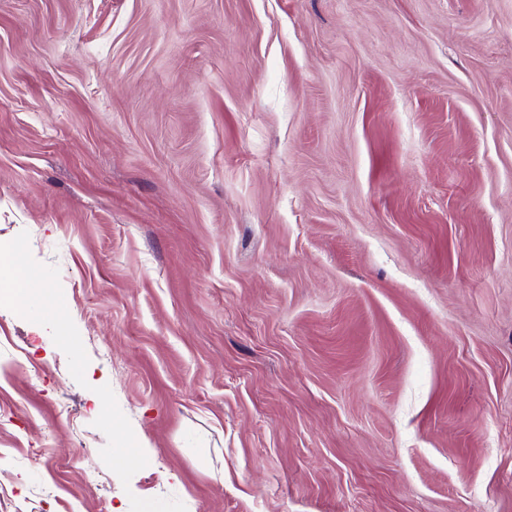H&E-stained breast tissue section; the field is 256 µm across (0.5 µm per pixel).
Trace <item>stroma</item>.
I'll list each match as a JSON object with an SVG mask.
<instances>
[{
	"label": "stroma",
	"mask_w": 512,
	"mask_h": 512,
	"mask_svg": "<svg viewBox=\"0 0 512 512\" xmlns=\"http://www.w3.org/2000/svg\"><path fill=\"white\" fill-rule=\"evenodd\" d=\"M1 242L6 512H512V0H0Z\"/></svg>",
	"instance_id": "1"
}]
</instances>
